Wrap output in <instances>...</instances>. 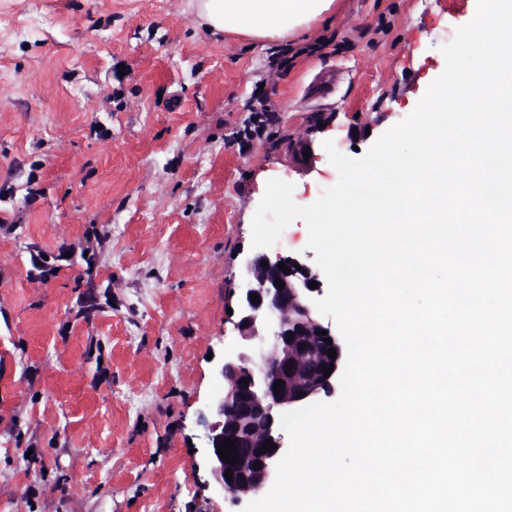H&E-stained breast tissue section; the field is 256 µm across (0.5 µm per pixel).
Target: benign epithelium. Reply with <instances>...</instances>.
I'll use <instances>...</instances> for the list:
<instances>
[{"mask_svg":"<svg viewBox=\"0 0 512 512\" xmlns=\"http://www.w3.org/2000/svg\"><path fill=\"white\" fill-rule=\"evenodd\" d=\"M263 261L267 266L261 265ZM281 262L290 272L278 268ZM242 278L238 303L242 349L219 366V376L232 385L215 400L216 420L207 425L206 433L210 473L235 503L259 495L271 477L282 450V411L332 395L342 358L336 337L321 322L314 304L321 288L309 287L320 282L319 274L304 260L288 255L272 262L256 255L244 261ZM277 279L284 288L276 287ZM253 294L259 296V303L250 299ZM322 330L327 334H320ZM327 338L332 343L325 342ZM331 349L336 351L334 359L329 357ZM328 369L332 373L326 377ZM244 378L249 384L242 383ZM278 380L283 384L276 390ZM226 439L235 443L239 457L235 464L218 455L217 447ZM267 441L276 450L262 454ZM228 471L230 482L225 477Z\"/></svg>","mask_w":512,"mask_h":512,"instance_id":"7a95c632","label":"benign epithelium"}]
</instances>
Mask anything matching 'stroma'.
I'll return each mask as SVG.
<instances>
[{
	"label": "stroma",
	"instance_id": "obj_1",
	"mask_svg": "<svg viewBox=\"0 0 512 512\" xmlns=\"http://www.w3.org/2000/svg\"><path fill=\"white\" fill-rule=\"evenodd\" d=\"M469 9L339 0L279 46L194 0H0V512H237L205 434L266 184L333 186L325 141L403 121ZM258 87L276 121L242 147Z\"/></svg>",
	"mask_w": 512,
	"mask_h": 512
}]
</instances>
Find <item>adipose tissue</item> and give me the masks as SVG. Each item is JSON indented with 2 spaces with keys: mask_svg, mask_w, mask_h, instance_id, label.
Listing matches in <instances>:
<instances>
[{
  "mask_svg": "<svg viewBox=\"0 0 512 512\" xmlns=\"http://www.w3.org/2000/svg\"><path fill=\"white\" fill-rule=\"evenodd\" d=\"M335 0H196L197 14L214 32L277 42L323 20Z\"/></svg>",
  "mask_w": 512,
  "mask_h": 512,
  "instance_id": "1",
  "label": "adipose tissue"
}]
</instances>
